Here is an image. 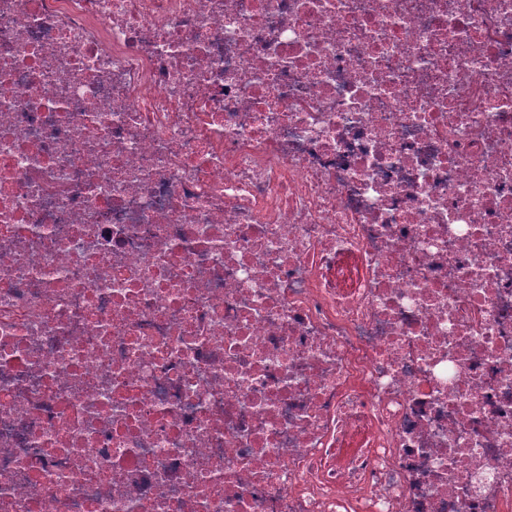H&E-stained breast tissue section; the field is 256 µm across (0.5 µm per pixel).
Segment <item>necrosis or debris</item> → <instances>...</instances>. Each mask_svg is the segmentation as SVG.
I'll return each instance as SVG.
<instances>
[{
    "instance_id": "1",
    "label": "necrosis or debris",
    "mask_w": 512,
    "mask_h": 512,
    "mask_svg": "<svg viewBox=\"0 0 512 512\" xmlns=\"http://www.w3.org/2000/svg\"><path fill=\"white\" fill-rule=\"evenodd\" d=\"M0 512H512V0H0Z\"/></svg>"
}]
</instances>
